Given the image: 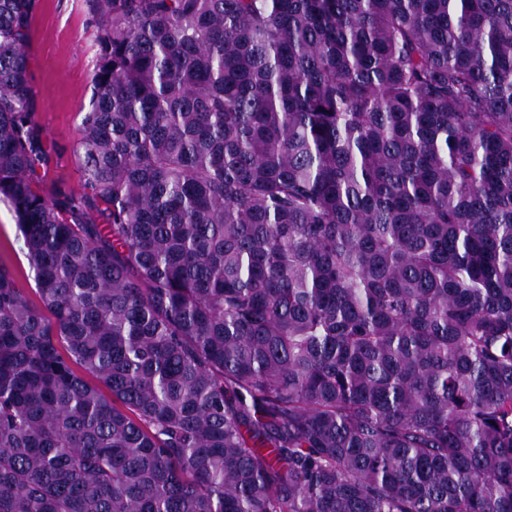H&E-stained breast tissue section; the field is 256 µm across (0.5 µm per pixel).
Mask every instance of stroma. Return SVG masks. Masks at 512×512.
I'll return each instance as SVG.
<instances>
[{"mask_svg": "<svg viewBox=\"0 0 512 512\" xmlns=\"http://www.w3.org/2000/svg\"><path fill=\"white\" fill-rule=\"evenodd\" d=\"M36 2L28 52L33 118L45 149L37 173L42 191L52 197L61 191L80 192L84 182L75 150L92 92L96 28L89 0ZM21 247L12 208L0 200V263L13 270L18 287L28 292L34 280Z\"/></svg>", "mask_w": 512, "mask_h": 512, "instance_id": "1", "label": "stroma"}]
</instances>
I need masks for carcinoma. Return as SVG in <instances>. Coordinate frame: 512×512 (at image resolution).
Masks as SVG:
<instances>
[{"label": "carcinoma", "mask_w": 512, "mask_h": 512, "mask_svg": "<svg viewBox=\"0 0 512 512\" xmlns=\"http://www.w3.org/2000/svg\"><path fill=\"white\" fill-rule=\"evenodd\" d=\"M44 196L0 0V512H512V0H90ZM21 247V236L16 227L14 213L10 204L2 199L0 200V262L13 270L18 287L22 288L31 299L37 301L32 290L35 288L33 275L29 271Z\"/></svg>", "instance_id": "obj_1"}]
</instances>
